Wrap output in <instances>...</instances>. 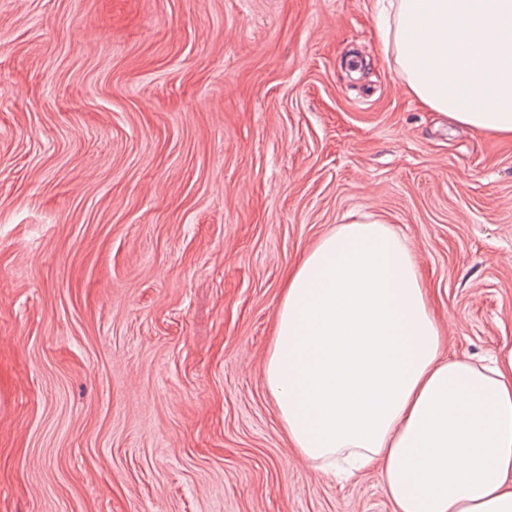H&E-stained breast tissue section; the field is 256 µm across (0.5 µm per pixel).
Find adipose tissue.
Listing matches in <instances>:
<instances>
[{
	"label": "adipose tissue",
	"instance_id": "1",
	"mask_svg": "<svg viewBox=\"0 0 512 512\" xmlns=\"http://www.w3.org/2000/svg\"><path fill=\"white\" fill-rule=\"evenodd\" d=\"M423 107L512 141V0H386L378 19ZM405 240L371 214L288 272L265 380L296 450L380 468L395 512H512V348L448 359Z\"/></svg>",
	"mask_w": 512,
	"mask_h": 512
}]
</instances>
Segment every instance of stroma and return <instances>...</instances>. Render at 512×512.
<instances>
[{
    "label": "stroma",
    "mask_w": 512,
    "mask_h": 512,
    "mask_svg": "<svg viewBox=\"0 0 512 512\" xmlns=\"http://www.w3.org/2000/svg\"><path fill=\"white\" fill-rule=\"evenodd\" d=\"M377 0H0V512H393L292 448L284 272L407 241L449 358L512 347V144L413 99Z\"/></svg>",
    "instance_id": "1"
}]
</instances>
